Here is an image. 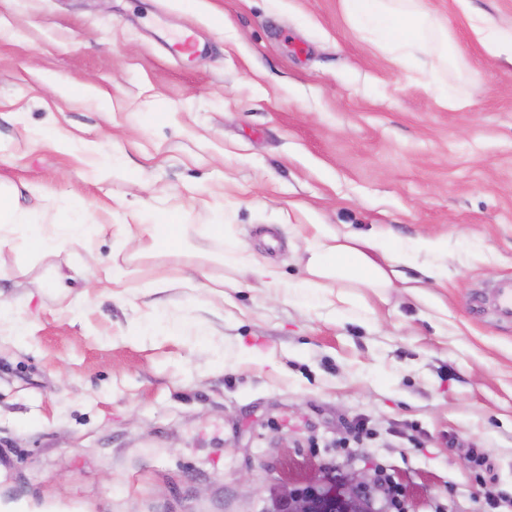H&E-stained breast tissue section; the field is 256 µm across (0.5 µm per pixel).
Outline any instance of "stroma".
Returning <instances> with one entry per match:
<instances>
[{
    "label": "stroma",
    "mask_w": 512,
    "mask_h": 512,
    "mask_svg": "<svg viewBox=\"0 0 512 512\" xmlns=\"http://www.w3.org/2000/svg\"><path fill=\"white\" fill-rule=\"evenodd\" d=\"M423 5L469 107L441 109L340 0H0V182L103 227L92 258L0 256L22 323L0 331V512H264L335 466L369 469L388 512L512 499V324L474 304L512 276V63L456 0ZM186 33L198 52L173 57ZM136 210L185 245L127 242ZM219 218L228 237L201 235ZM301 224L447 238L435 306L355 288L339 315L225 264L245 244L299 277Z\"/></svg>",
    "instance_id": "1"
}]
</instances>
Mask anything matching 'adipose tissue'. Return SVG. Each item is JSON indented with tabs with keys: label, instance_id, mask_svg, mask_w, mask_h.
I'll return each mask as SVG.
<instances>
[{
	"label": "adipose tissue",
	"instance_id": "adipose-tissue-1",
	"mask_svg": "<svg viewBox=\"0 0 512 512\" xmlns=\"http://www.w3.org/2000/svg\"><path fill=\"white\" fill-rule=\"evenodd\" d=\"M423 0H341L343 12L356 32L382 50L392 63L417 62L426 71L435 88L438 104L455 111L467 107V100L452 93L441 79L448 65V49L453 41L448 26L431 16ZM472 37L487 54L512 59V26L491 25L481 15L468 13ZM19 187L0 188V252L24 249L41 256L76 242L92 250L101 227L75 218L61 224H35L32 211L21 203ZM127 240L148 241L154 248H169L183 239L180 225L158 214H151L124 227ZM306 260L304 274L286 278L274 265L261 261L246 246L237 247L226 257L237 270L250 275L276 294L304 299L317 307L345 311L350 296L344 287L389 288L398 279V267L411 252L444 253V238H421L413 247L393 243L379 234L355 235L335 231L331 225H314L301 236Z\"/></svg>",
	"mask_w": 512,
	"mask_h": 512
}]
</instances>
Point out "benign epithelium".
<instances>
[{"mask_svg": "<svg viewBox=\"0 0 512 512\" xmlns=\"http://www.w3.org/2000/svg\"><path fill=\"white\" fill-rule=\"evenodd\" d=\"M379 488L365 471H316L280 482L271 492L268 512H336L343 501H357L376 512Z\"/></svg>", "mask_w": 512, "mask_h": 512, "instance_id": "benign-epithelium-1", "label": "benign epithelium"}]
</instances>
